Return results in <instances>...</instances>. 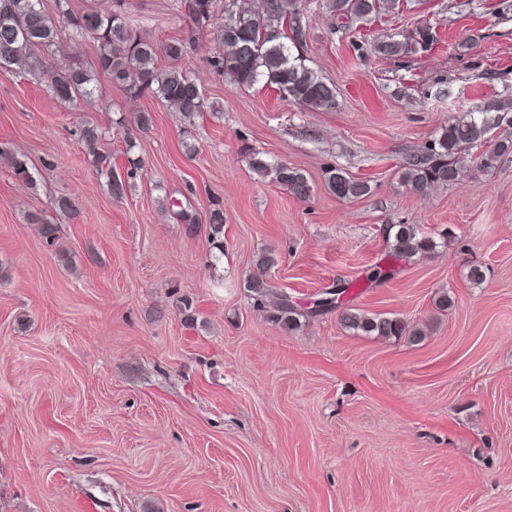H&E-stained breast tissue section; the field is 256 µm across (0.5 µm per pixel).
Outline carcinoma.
I'll return each mask as SVG.
<instances>
[{
  "label": "carcinoma",
  "instance_id": "1",
  "mask_svg": "<svg viewBox=\"0 0 512 512\" xmlns=\"http://www.w3.org/2000/svg\"><path fill=\"white\" fill-rule=\"evenodd\" d=\"M34 0H0V68L18 69L24 73L49 79L53 95L61 101L94 95L95 74L109 76L123 84L134 95L154 94L173 111L180 113L184 122L193 125L195 119L209 110L205 94L190 71L177 65L203 38L211 26H216L218 50L207 58L214 73L243 88L258 84L273 87L280 97L310 110H329L336 105V90L316 71L308 67L300 50L310 26L311 17L303 0H263L255 11L248 0H224V18L214 24V0H185L183 35L165 45L164 51L174 65L160 69L156 66V47L127 22L120 9L121 0L109 10L88 7L82 11L70 8L69 0H56L57 13L51 14L40 6L32 7ZM394 0H329L328 8L338 20L361 19L376 16L391 9ZM72 40L93 38L98 53L89 70L73 62L64 68L51 64L53 48L61 34ZM432 28L418 27L408 38L383 36L372 45L373 53L386 58H399L426 51L433 44ZM512 110V101H494L485 108V115L463 114L448 122L441 135L422 149L409 154L403 164L402 181L419 196H427L440 187L461 181L466 170L458 156L466 150L480 151V168L488 172L505 158L512 156V139L493 138L492 126L501 121L499 112ZM496 116L490 117L488 113ZM81 141L91 157L96 174L106 179L113 199L125 196L126 179L112 166V154L100 149L101 129L85 124ZM253 170L262 178L280 185L300 201L312 195L313 188L307 176L286 162H265L255 159ZM327 189L342 200L360 199L370 194L368 181L356 178L344 169L329 166L324 173ZM186 224L189 234L205 229L215 248L222 249L224 210L210 211L205 224L186 210L175 212ZM32 222L41 225V235L48 245L59 238L57 225L40 215H32ZM395 229L392 251L397 257L414 258L431 253L436 242L420 234L414 224L391 225ZM275 264L271 255L257 261L258 273L246 282L255 303L264 304L268 292L264 270ZM342 290L325 291L308 305L281 291L269 311L273 323L292 324L298 318L313 317L333 311L339 312L340 322L350 330L382 338L405 337L419 342L424 331L399 317L369 316L355 312L341 299Z\"/></svg>",
  "mask_w": 512,
  "mask_h": 512
}]
</instances>
